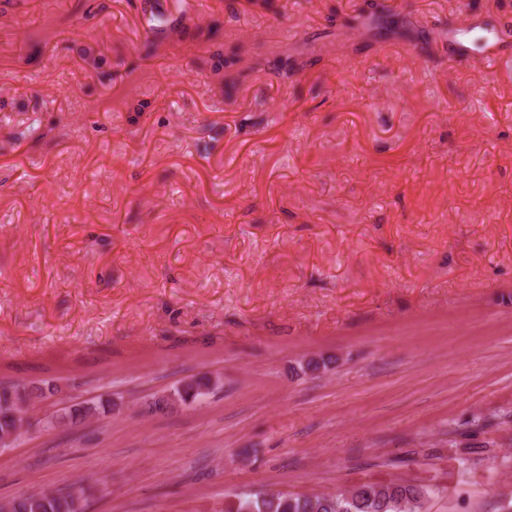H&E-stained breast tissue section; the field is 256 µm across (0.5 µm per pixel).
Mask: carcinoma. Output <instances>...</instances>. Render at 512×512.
<instances>
[{"label": "carcinoma", "instance_id": "1", "mask_svg": "<svg viewBox=\"0 0 512 512\" xmlns=\"http://www.w3.org/2000/svg\"><path fill=\"white\" fill-rule=\"evenodd\" d=\"M213 388L212 379H193L176 389L174 396L182 403H194ZM58 392L57 385L28 389L24 386L0 385V438L15 430L22 415L38 399ZM427 489L397 481L366 483L347 492L314 496L280 493L237 495L226 512H418L417 502ZM83 497L71 491L50 495L20 494L11 499L12 512H82Z\"/></svg>", "mask_w": 512, "mask_h": 512}]
</instances>
